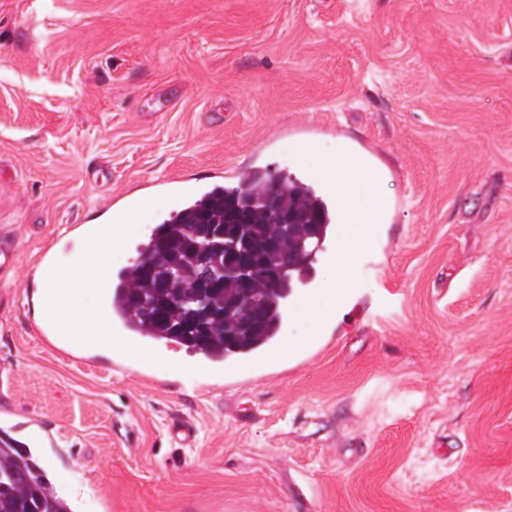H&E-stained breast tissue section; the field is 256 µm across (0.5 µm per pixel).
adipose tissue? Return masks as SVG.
<instances>
[{
    "instance_id": "obj_1",
    "label": "adipose tissue",
    "mask_w": 512,
    "mask_h": 512,
    "mask_svg": "<svg viewBox=\"0 0 512 512\" xmlns=\"http://www.w3.org/2000/svg\"><path fill=\"white\" fill-rule=\"evenodd\" d=\"M303 165L312 169L327 184L335 197L341 224L358 225L353 241L339 240L335 263L320 276L316 290L295 305L294 320L306 324L302 334L285 336L281 351L293 354L307 339L318 335L324 323L336 314L350 288V271L359 256L372 249L370 225L382 223L391 208L388 176L384 167L371 164L346 142H337L327 150L303 149L299 152ZM130 215L113 219L98 232L85 238L86 250L67 267H53L39 283L41 314L63 331L71 346L78 349L102 346L109 325L98 309H80L70 304L71 296L100 287L108 270L95 266L97 257L110 254L129 235Z\"/></svg>"
}]
</instances>
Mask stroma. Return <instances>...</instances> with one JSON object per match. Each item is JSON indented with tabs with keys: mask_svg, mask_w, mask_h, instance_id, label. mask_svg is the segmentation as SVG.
Returning a JSON list of instances; mask_svg holds the SVG:
<instances>
[{
	"mask_svg": "<svg viewBox=\"0 0 512 512\" xmlns=\"http://www.w3.org/2000/svg\"><path fill=\"white\" fill-rule=\"evenodd\" d=\"M340 139L392 212L300 354L121 371L37 317L32 265L111 201L159 202L117 271L215 185L317 183L300 146ZM1 432L71 512H512V0H0Z\"/></svg>",
	"mask_w": 512,
	"mask_h": 512,
	"instance_id": "35a3bbf8",
	"label": "stroma"
}]
</instances>
